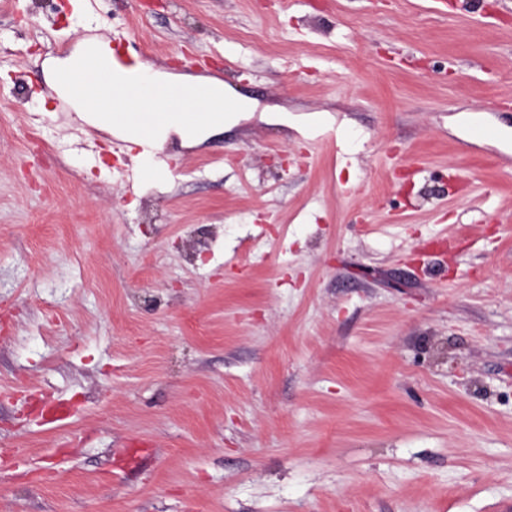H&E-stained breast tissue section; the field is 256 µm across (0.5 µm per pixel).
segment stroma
<instances>
[{"label":"stroma","instance_id":"stroma-1","mask_svg":"<svg viewBox=\"0 0 512 512\" xmlns=\"http://www.w3.org/2000/svg\"><path fill=\"white\" fill-rule=\"evenodd\" d=\"M0 0V512H512V0ZM87 37L248 107L142 182Z\"/></svg>","mask_w":512,"mask_h":512}]
</instances>
